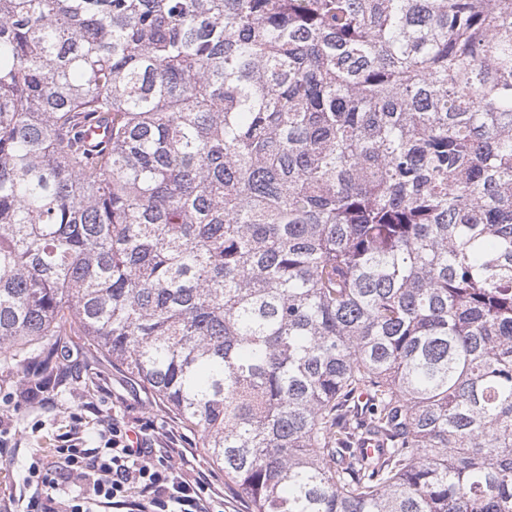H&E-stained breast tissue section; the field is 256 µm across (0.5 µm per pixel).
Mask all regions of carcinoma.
Wrapping results in <instances>:
<instances>
[{"mask_svg":"<svg viewBox=\"0 0 512 512\" xmlns=\"http://www.w3.org/2000/svg\"><path fill=\"white\" fill-rule=\"evenodd\" d=\"M74 322L252 512H512V0H0V358ZM83 129L82 138L85 148L92 155L108 146L112 135L111 124L104 118V115L91 116L83 125Z\"/></svg>","mask_w":512,"mask_h":512,"instance_id":"1","label":"carcinoma"}]
</instances>
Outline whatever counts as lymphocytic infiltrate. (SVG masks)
<instances>
[{
	"label": "lymphocytic infiltrate",
	"mask_w": 512,
	"mask_h": 512,
	"mask_svg": "<svg viewBox=\"0 0 512 512\" xmlns=\"http://www.w3.org/2000/svg\"><path fill=\"white\" fill-rule=\"evenodd\" d=\"M106 430L104 447L69 449L65 480L80 493L65 512H209L201 496L208 475H187L182 463L149 448L145 438L152 423L143 425L139 444L120 422Z\"/></svg>",
	"instance_id": "lymphocytic-infiltrate-1"
}]
</instances>
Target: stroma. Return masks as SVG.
I'll return each mask as SVG.
<instances>
[{"instance_id": "stroma-1", "label": "stroma", "mask_w": 512, "mask_h": 512, "mask_svg": "<svg viewBox=\"0 0 512 512\" xmlns=\"http://www.w3.org/2000/svg\"><path fill=\"white\" fill-rule=\"evenodd\" d=\"M31 380V372L0 366V439L11 455L10 463L0 466V512H26L28 501L43 493V486L28 478L32 463L54 471L63 468L61 448L102 446L103 426L114 418L130 428L152 421L157 428L154 447L177 449L191 472L208 474L203 496L211 512H250L247 500L213 466L198 434L153 391L110 365L81 330L67 336L57 370L42 376L46 400L29 399Z\"/></svg>"}]
</instances>
